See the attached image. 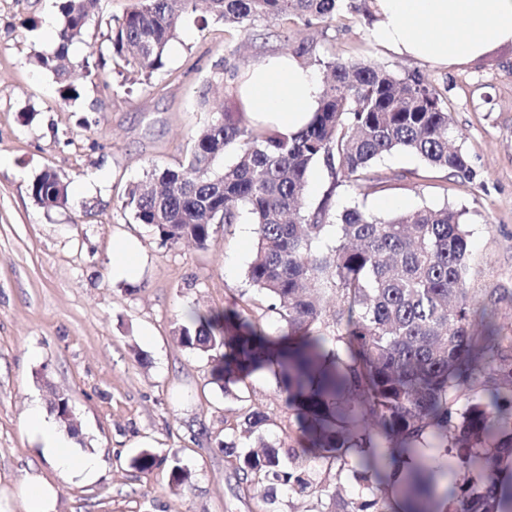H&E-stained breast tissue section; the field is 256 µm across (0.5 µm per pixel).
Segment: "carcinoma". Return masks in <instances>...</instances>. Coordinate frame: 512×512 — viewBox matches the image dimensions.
Segmentation results:
<instances>
[{
    "mask_svg": "<svg viewBox=\"0 0 512 512\" xmlns=\"http://www.w3.org/2000/svg\"><path fill=\"white\" fill-rule=\"evenodd\" d=\"M102 0H58L64 18L61 49L36 55L56 76L66 46L100 18ZM199 0H137L113 19V55L145 84L161 71L184 17ZM209 18L243 31L258 18L293 16L307 27L332 19L339 0H205ZM207 18V19H209ZM202 19V22H207ZM211 118L195 133L189 155L174 168L154 169L127 188L124 206L165 244L191 240L205 248L214 224H238L248 214L256 244L247 280L282 324L269 336L234 306L192 315L175 328L178 343L210 354L212 380L224 389L245 382L263 366L287 392L300 436L288 446L268 440L259 406L237 427L255 435L250 448L224 441L240 481L276 503L277 487L315 501L310 512H389L372 478L403 458L405 512H420L434 494L436 476L460 467L478 473L446 490L453 512H501L499 471L512 459V330L495 320L496 290L478 297L468 288L469 232L461 213L423 207L373 217L358 207L343 211L336 244L312 253L329 218L330 197L305 204L313 163L334 182L384 190L390 177L371 172L394 150L412 152L433 172L471 179L474 173L448 128L441 95L419 79H399L381 66L336 59L324 65L322 93L309 123L297 132L247 124L226 103L201 99ZM237 145L236 160L220 173L215 163ZM45 208L62 207L69 184L45 170L31 184ZM334 300L325 317L323 302ZM492 380L487 396L478 387ZM466 401L463 411L457 404ZM438 442L446 464L421 460ZM168 463L173 487L191 482L177 456L144 451L130 462L140 473ZM352 472L370 495L344 499L315 478L317 467Z\"/></svg>",
    "mask_w": 512,
    "mask_h": 512,
    "instance_id": "carcinoma-1",
    "label": "carcinoma"
}]
</instances>
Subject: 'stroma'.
I'll use <instances>...</instances> for the list:
<instances>
[{
    "label": "stroma",
    "instance_id": "stroma-1",
    "mask_svg": "<svg viewBox=\"0 0 512 512\" xmlns=\"http://www.w3.org/2000/svg\"><path fill=\"white\" fill-rule=\"evenodd\" d=\"M135 3L102 0L99 20L70 44L77 95L67 99L56 76L33 64L34 54L58 50L42 32L46 17L60 15L56 0H0V512H25L20 485L28 473L55 486V512H266L257 490L239 484L221 445L226 428L255 403L268 416L263 433L287 441L293 416L275 377L259 369L223 390L211 380V357L173 336L191 312L232 304L279 335L276 316L261 309L245 277L254 226L246 217L213 225L203 249L170 245L123 206L131 182L184 160L208 119L202 96L235 100L227 68L246 71L304 40L315 71L337 58L368 60L434 86L473 179L428 172L419 157L398 150L373 165L390 174L387 190L333 184L317 163L306 202L330 198L336 216L352 206L377 218L422 206L462 211L469 288L512 291V43L434 66L371 39L375 0H343L333 20L311 27L258 19L244 33L189 16L149 86L125 82L116 58L87 72L89 44L106 41L112 19ZM46 169L69 180L66 206L49 210L33 199L31 183ZM122 236L143 249L134 282L112 277V245ZM53 390L69 399L81 452L101 460L93 478H61L21 423L32 400L49 406ZM147 446L176 453L191 483L171 488L165 465L131 469Z\"/></svg>",
    "mask_w": 512,
    "mask_h": 512
}]
</instances>
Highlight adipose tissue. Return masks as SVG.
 I'll return each instance as SVG.
<instances>
[{
    "mask_svg": "<svg viewBox=\"0 0 512 512\" xmlns=\"http://www.w3.org/2000/svg\"><path fill=\"white\" fill-rule=\"evenodd\" d=\"M376 6L380 21L372 39L434 64L472 60L492 45L512 42V0H376ZM321 93L316 71L293 56H272L250 67L238 86L254 122L288 132L308 123ZM23 426L60 474H96L97 459L74 454L76 438L60 431L40 403L27 408Z\"/></svg>",
    "mask_w": 512,
    "mask_h": 512,
    "instance_id": "ef3b65f1",
    "label": "adipose tissue"
}]
</instances>
